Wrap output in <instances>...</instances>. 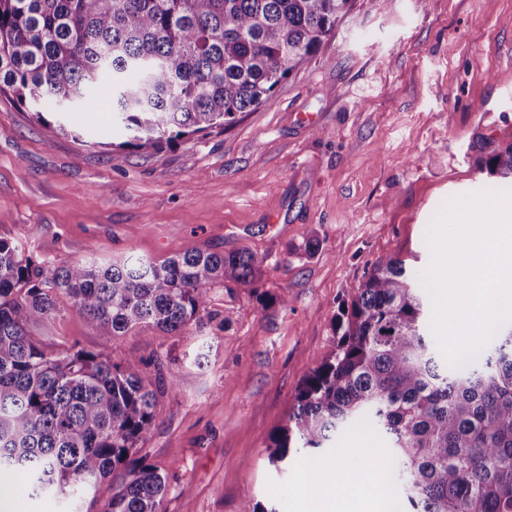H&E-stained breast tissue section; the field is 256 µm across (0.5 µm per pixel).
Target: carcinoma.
Returning <instances> with one entry per match:
<instances>
[{
    "label": "carcinoma",
    "instance_id": "carcinoma-1",
    "mask_svg": "<svg viewBox=\"0 0 512 512\" xmlns=\"http://www.w3.org/2000/svg\"><path fill=\"white\" fill-rule=\"evenodd\" d=\"M353 2L0 0V94L46 126L55 107L93 112L106 95L127 133L120 146L158 151L222 132L272 99ZM481 169L512 177V145ZM258 268L245 250L44 268L0 237V470L22 473L35 497L109 482L105 512H161L166 477L134 458L156 418L144 360L117 363L105 347L48 351L30 325L55 314L59 293L107 341L143 324L202 328L216 285L251 287L263 310L287 304L288 289L260 290ZM419 278L395 257L373 263L267 459L286 464L367 423L402 475L403 512H512V326L466 365L440 362Z\"/></svg>",
    "mask_w": 512,
    "mask_h": 512
}]
</instances>
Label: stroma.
Wrapping results in <instances>:
<instances>
[{"mask_svg":"<svg viewBox=\"0 0 512 512\" xmlns=\"http://www.w3.org/2000/svg\"><path fill=\"white\" fill-rule=\"evenodd\" d=\"M124 139L110 108L66 114L58 131L0 95V237L44 267L246 249L288 304L261 310L249 288L218 286L204 331L108 343L62 294L33 335L144 360L156 420L137 455L167 478L163 512H238L247 494L276 512L358 499L388 455L381 434L345 430L280 469L265 446L372 264L427 269L425 233L447 200L512 187L478 167L512 143V0H355L317 57L233 127L152 153ZM312 468L343 487L307 481ZM1 496L15 512L64 508L16 473H0Z\"/></svg>","mask_w":512,"mask_h":512,"instance_id":"stroma-1","label":"stroma"}]
</instances>
